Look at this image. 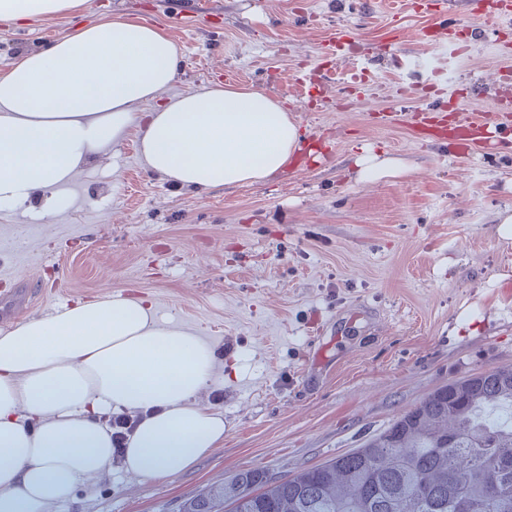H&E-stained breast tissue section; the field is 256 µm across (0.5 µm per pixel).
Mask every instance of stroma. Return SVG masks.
Segmentation results:
<instances>
[{
    "instance_id": "stroma-1",
    "label": "stroma",
    "mask_w": 512,
    "mask_h": 512,
    "mask_svg": "<svg viewBox=\"0 0 512 512\" xmlns=\"http://www.w3.org/2000/svg\"><path fill=\"white\" fill-rule=\"evenodd\" d=\"M392 20L386 0H85L79 17L0 21V74L78 23L155 25L181 63L170 94L215 72L284 101L317 159L232 189L197 192L152 173L136 132L56 197L0 207V330L78 300L135 290L213 347L224 442L188 472L143 480L120 465L58 512H178L237 472L288 477L359 447L448 381L512 366V148L413 132L435 103L492 118L512 76V24L470 0L450 12L466 48L433 41L438 0ZM351 33L349 61L322 50ZM348 73L327 100L294 86ZM367 152L412 171L362 180Z\"/></svg>"
}]
</instances>
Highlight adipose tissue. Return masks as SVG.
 I'll use <instances>...</instances> for the list:
<instances>
[{
  "label": "adipose tissue",
  "mask_w": 512,
  "mask_h": 512,
  "mask_svg": "<svg viewBox=\"0 0 512 512\" xmlns=\"http://www.w3.org/2000/svg\"><path fill=\"white\" fill-rule=\"evenodd\" d=\"M84 0H0V21L80 11ZM176 44L122 19L79 25L0 75V203L55 194L129 129L155 174L185 188L267 180L300 152L283 103L244 85L171 98ZM212 346L135 295L108 294L0 331V512H56L113 464L112 411H138L122 466L182 474L224 442V415L198 401L221 382Z\"/></svg>",
  "instance_id": "obj_1"
}]
</instances>
